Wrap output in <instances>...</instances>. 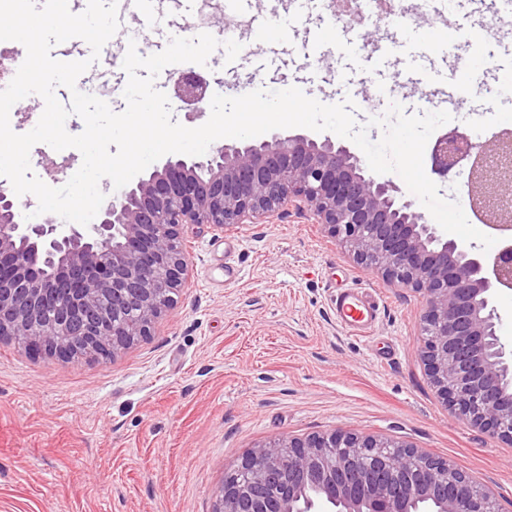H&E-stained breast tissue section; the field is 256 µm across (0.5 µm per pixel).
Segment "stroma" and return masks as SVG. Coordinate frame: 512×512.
I'll use <instances>...</instances> for the list:
<instances>
[{
  "label": "stroma",
  "mask_w": 512,
  "mask_h": 512,
  "mask_svg": "<svg viewBox=\"0 0 512 512\" xmlns=\"http://www.w3.org/2000/svg\"><path fill=\"white\" fill-rule=\"evenodd\" d=\"M472 9L467 0L453 17L458 43L450 55H415L423 82L405 88L396 78L406 60L387 57L378 73L369 51L352 52L360 33L405 39L403 26L372 14L328 34L321 11L309 10L260 76L259 46L224 43L223 31L203 21L201 0H156L157 21L132 15L126 28L141 32L151 55L175 37L219 39L206 64L173 65L154 82L185 127L210 117L175 93V77L189 73L205 75L213 95L239 96L237 77L253 91L297 87L325 104L349 99L362 124V100L378 78L388 85L382 104L416 112L432 88L466 67ZM124 58L115 50L87 74L116 113L126 107ZM503 62L495 47L484 51L482 96L456 101L451 127L484 141L512 128V92L496 77ZM228 239L240 269L231 284ZM182 249L189 272L175 303L118 355L61 359L0 340V512H212L225 473L255 446L334 430L453 461L494 494L501 512H512V443L459 418L433 386L421 357L420 292L359 264L306 211L222 228L187 224ZM340 287L378 300L368 334L337 323L332 298Z\"/></svg>",
  "instance_id": "obj_1"
}]
</instances>
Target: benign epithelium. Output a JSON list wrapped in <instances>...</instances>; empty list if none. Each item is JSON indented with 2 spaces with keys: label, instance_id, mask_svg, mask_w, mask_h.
I'll list each match as a JSON object with an SVG mask.
<instances>
[{
  "label": "benign epithelium",
  "instance_id": "obj_1",
  "mask_svg": "<svg viewBox=\"0 0 512 512\" xmlns=\"http://www.w3.org/2000/svg\"><path fill=\"white\" fill-rule=\"evenodd\" d=\"M338 23L364 21L358 0H332ZM197 102L210 81L180 75ZM467 163L462 191L500 238L491 256L450 239L331 138L274 132L196 159L173 155L101 207L88 226L63 229L0 189V339L70 357L74 344L115 355L146 336L172 305L188 262L186 224H249L293 206L310 212L366 267L421 292V356L454 412L512 443V347L501 341L500 289H512V130L487 144L453 129L437 137L431 171ZM52 310L58 325L46 324ZM499 512L453 462L388 438L333 431L260 445L225 473L213 512Z\"/></svg>",
  "mask_w": 512,
  "mask_h": 512
}]
</instances>
